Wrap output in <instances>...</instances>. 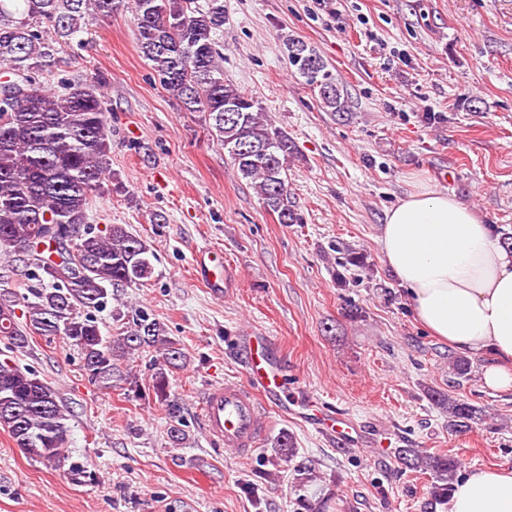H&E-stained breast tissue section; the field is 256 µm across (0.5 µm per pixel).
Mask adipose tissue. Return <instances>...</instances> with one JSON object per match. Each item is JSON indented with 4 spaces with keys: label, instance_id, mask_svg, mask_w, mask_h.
Wrapping results in <instances>:
<instances>
[{
    "label": "adipose tissue",
    "instance_id": "adipose-tissue-1",
    "mask_svg": "<svg viewBox=\"0 0 512 512\" xmlns=\"http://www.w3.org/2000/svg\"><path fill=\"white\" fill-rule=\"evenodd\" d=\"M379 244L417 320L454 350L491 353L485 385L512 388V253L494 226L454 196L424 189L388 210ZM448 512H512V470H470Z\"/></svg>",
    "mask_w": 512,
    "mask_h": 512
}]
</instances>
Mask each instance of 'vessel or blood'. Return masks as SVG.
I'll return each mask as SVG.
<instances>
[{
	"label": "vessel or blood",
	"mask_w": 512,
	"mask_h": 512,
	"mask_svg": "<svg viewBox=\"0 0 512 512\" xmlns=\"http://www.w3.org/2000/svg\"><path fill=\"white\" fill-rule=\"evenodd\" d=\"M197 280L211 293L222 294L228 286L227 270L218 268L210 252H197L193 260ZM245 370L244 381L227 380L210 385L203 396L206 432L217 444L247 455L265 434L261 414L273 404L282 416L300 414L302 420L331 439L347 446L358 437L356 424L346 415L318 411L298 413V400L288 389V374L278 342L263 333L239 337L236 344Z\"/></svg>",
	"instance_id": "obj_1"
}]
</instances>
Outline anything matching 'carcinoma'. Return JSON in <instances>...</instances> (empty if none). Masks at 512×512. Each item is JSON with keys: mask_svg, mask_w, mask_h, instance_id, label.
<instances>
[{"mask_svg": "<svg viewBox=\"0 0 512 512\" xmlns=\"http://www.w3.org/2000/svg\"><path fill=\"white\" fill-rule=\"evenodd\" d=\"M142 57L185 112H204L241 177L250 181L278 223L299 220L288 190L295 145L261 103L224 80V0H133ZM117 0H0V62L13 80L0 85V251L27 267L22 289H0V338L23 349L35 336H61L80 353L89 382L140 392L117 361L154 349L148 393L169 420L172 447L186 445L183 411L171 398L169 372L185 360L178 343L145 309L119 310L117 336L103 334L97 314L120 288L139 287L153 274L150 246L123 224L100 230L88 222L92 198L109 173L112 130L94 84L67 81L47 92L40 76L59 46L87 30L86 17L108 16ZM293 73L318 91L329 112L349 111L335 76L304 41L286 36ZM95 262H79L76 250ZM448 412V430L472 428L482 411L465 398L434 391ZM0 428L30 458L55 466L65 458L67 410L55 389L30 370L0 361ZM399 460L432 476L424 512L448 500L458 464L417 448L396 449Z\"/></svg>", "mask_w": 512, "mask_h": 512, "instance_id": "1", "label": "carcinoma"}]
</instances>
